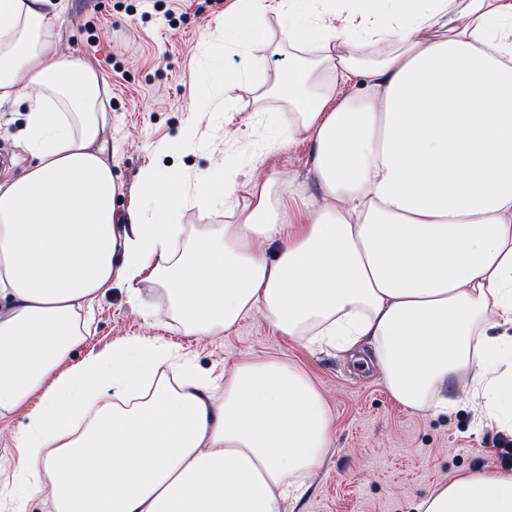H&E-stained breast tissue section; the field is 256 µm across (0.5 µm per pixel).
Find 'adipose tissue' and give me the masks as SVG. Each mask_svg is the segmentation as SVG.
<instances>
[{
	"label": "adipose tissue",
	"mask_w": 512,
	"mask_h": 512,
	"mask_svg": "<svg viewBox=\"0 0 512 512\" xmlns=\"http://www.w3.org/2000/svg\"><path fill=\"white\" fill-rule=\"evenodd\" d=\"M50 0H0V102L25 99L0 177V419L28 493L54 512H286L317 469L331 418L310 376L242 359L223 382L142 336L63 369L113 282L139 302L160 288L185 334L215 336L259 313L284 336L370 348L392 397L447 411L471 373L488 421L512 422V0H280L296 56L271 90L310 142L325 200L274 180L223 204L234 220L188 231L214 197L154 165L119 219L122 186L102 138L106 89L86 60L50 55ZM266 0H235L224 47L265 62ZM277 248L268 257L263 244ZM36 408H28L33 394ZM421 512H512V471L469 473Z\"/></svg>",
	"instance_id": "ef3b65f1"
}]
</instances>
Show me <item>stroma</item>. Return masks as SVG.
Listing matches in <instances>:
<instances>
[{
    "instance_id": "stroma-1",
    "label": "stroma",
    "mask_w": 512,
    "mask_h": 512,
    "mask_svg": "<svg viewBox=\"0 0 512 512\" xmlns=\"http://www.w3.org/2000/svg\"><path fill=\"white\" fill-rule=\"evenodd\" d=\"M233 0H64L51 17L57 54L89 60L108 89L104 136L112 172L123 184L116 200L125 214L139 199V175L158 164L207 179L224 191L236 183L276 178L277 189L300 187L317 194L311 149L280 140L294 120L279 98L256 103L254 87L271 84L297 53L315 57L314 47L297 49L276 13L265 15L269 48L265 64L232 91L234 112L222 109L224 70L247 66L241 55L224 53L220 23ZM23 100L0 104V153L11 156L5 173L18 175L31 162L15 146L25 124ZM193 143L178 146L185 128ZM153 313L132 304L125 285L107 290L94 311L92 330L68 358L69 364L109 349L112 343L150 336L188 355L202 372L223 373L244 358H278L305 369L332 417V437L321 467L306 476L308 490L293 512H418L436 487L459 475L497 468V427L476 426L470 375L448 384L458 406L448 413L414 411L389 393L376 365L273 331L262 315L243 319L220 336H188L161 304L156 289L143 287ZM27 422L18 412L0 422V512H53L47 495H26L17 470L14 435Z\"/></svg>"
}]
</instances>
